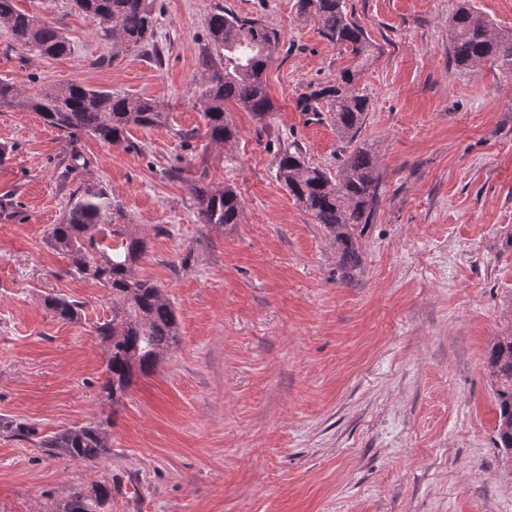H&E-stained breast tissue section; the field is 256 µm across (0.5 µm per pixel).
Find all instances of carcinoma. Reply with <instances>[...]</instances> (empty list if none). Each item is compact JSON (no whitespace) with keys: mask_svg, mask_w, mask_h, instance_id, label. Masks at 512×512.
Listing matches in <instances>:
<instances>
[{"mask_svg":"<svg viewBox=\"0 0 512 512\" xmlns=\"http://www.w3.org/2000/svg\"><path fill=\"white\" fill-rule=\"evenodd\" d=\"M83 14L96 19L118 48L155 46L158 0H74ZM298 15L313 20L324 37L350 49L356 65L335 80L316 86L301 96L303 112L328 114L338 137L352 146L336 171L307 163L293 144L276 153V178L316 223L328 231L336 247L342 279L351 282L360 273L359 239L372 223L379 196L378 155L357 144L368 110L367 98L356 91L360 67L370 57L372 43L364 28L348 14L346 0H297ZM0 24L9 28L14 45L41 57L70 53V43L57 24L39 20L18 8L16 0H0ZM205 41L199 54L200 101L209 144L224 147L236 132L224 118V102L233 101L262 117L273 109L265 70L277 54L280 37L259 19L222 7L203 22ZM448 56L461 68L489 60L512 75V30L496 29L470 0H458L448 24ZM0 103L35 112L50 127L72 140L82 135L125 149L133 147V128L151 129L166 122L164 105L144 96L114 94L81 84H60L31 96L24 88L0 80ZM200 223L220 232L237 224L243 203L231 186L214 187L203 180L191 189ZM49 245L68 255L75 272L112 291V318L95 328L106 344V378L103 396L117 403L134 379L151 375L161 358L179 344L175 309L160 287L133 274V265L146 252V236L134 224L112 223V198L97 184L78 186L69 196L63 221L48 229ZM46 306L57 319L81 318V305L63 296H50ZM487 367L496 385V447L512 462V336L495 340ZM111 418L57 431L41 439L42 447L77 462H94L108 453L106 426ZM112 481L88 488L76 487L61 500L55 512H108Z\"/></svg>","mask_w":512,"mask_h":512,"instance_id":"obj_1","label":"carcinoma"}]
</instances>
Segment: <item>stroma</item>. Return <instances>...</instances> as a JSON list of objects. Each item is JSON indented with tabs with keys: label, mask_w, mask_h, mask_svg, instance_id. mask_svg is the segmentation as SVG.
Masks as SVG:
<instances>
[{
	"label": "stroma",
	"mask_w": 512,
	"mask_h": 512,
	"mask_svg": "<svg viewBox=\"0 0 512 512\" xmlns=\"http://www.w3.org/2000/svg\"><path fill=\"white\" fill-rule=\"evenodd\" d=\"M163 53L113 46L72 0H18L63 28L69 55L14 48L0 26V79L31 94L78 83L159 100L168 120L132 129V149L71 143L34 112L0 107V512H51L72 488L112 482L111 512H512V463L495 444L486 355L512 334V79L448 58L457 0H346L374 51L358 80V136L379 158L380 194L342 280L336 249L276 177L278 143L336 170L328 117L301 112L311 86L352 64L296 0H161ZM280 35L265 120L233 102L225 147L204 138L198 55L215 8ZM102 183L125 224L149 233L134 274L174 305L180 343L119 404L100 393L98 323L112 294L46 243L74 180ZM230 185L244 208L216 232L190 188ZM80 301L53 318L46 296ZM111 416L109 454L49 456L42 436Z\"/></svg>",
	"instance_id": "1"
}]
</instances>
